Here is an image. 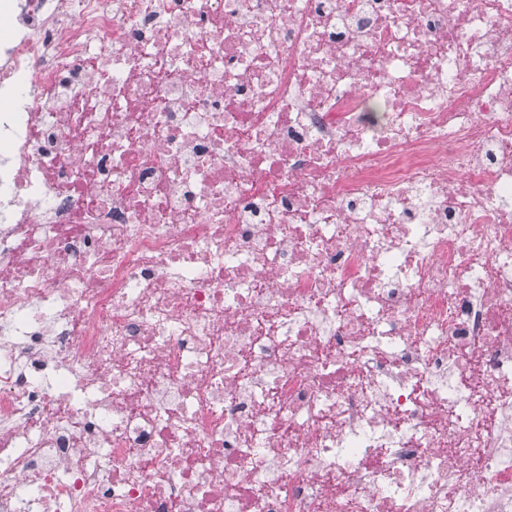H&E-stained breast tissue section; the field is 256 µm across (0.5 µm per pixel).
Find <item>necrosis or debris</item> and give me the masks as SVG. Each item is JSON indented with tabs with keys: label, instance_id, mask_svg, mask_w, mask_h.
I'll return each mask as SVG.
<instances>
[{
	"label": "necrosis or debris",
	"instance_id": "necrosis-or-debris-1",
	"mask_svg": "<svg viewBox=\"0 0 512 512\" xmlns=\"http://www.w3.org/2000/svg\"><path fill=\"white\" fill-rule=\"evenodd\" d=\"M0 22V512H512V0Z\"/></svg>",
	"mask_w": 512,
	"mask_h": 512
}]
</instances>
